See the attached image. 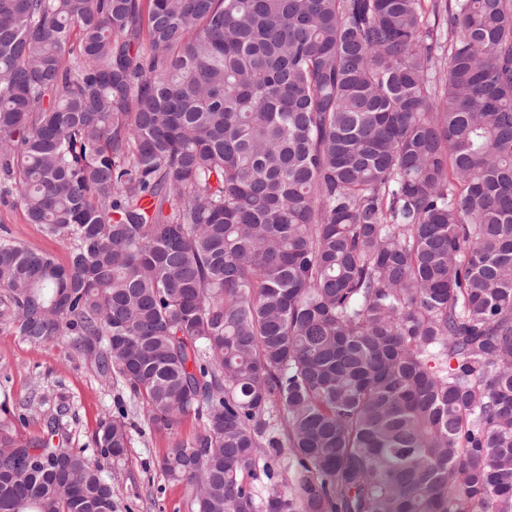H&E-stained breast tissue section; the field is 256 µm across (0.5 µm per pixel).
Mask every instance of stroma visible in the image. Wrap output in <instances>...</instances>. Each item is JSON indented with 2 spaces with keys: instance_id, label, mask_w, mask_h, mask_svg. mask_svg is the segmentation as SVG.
Segmentation results:
<instances>
[{
  "instance_id": "obj_1",
  "label": "stroma",
  "mask_w": 512,
  "mask_h": 512,
  "mask_svg": "<svg viewBox=\"0 0 512 512\" xmlns=\"http://www.w3.org/2000/svg\"><path fill=\"white\" fill-rule=\"evenodd\" d=\"M5 237L46 252L60 264L69 261L70 245L28 223L15 199L0 202V238ZM61 404L70 447L90 454L101 422L126 411L131 444L122 455L101 461L118 512H193L191 488L169 481L160 462L175 442L201 430L200 420L189 414L171 428L157 426L123 383L101 376L67 344H33L0 324V424L15 425L19 439L37 438L46 432L47 414Z\"/></svg>"
}]
</instances>
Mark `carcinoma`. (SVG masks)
<instances>
[{"mask_svg":"<svg viewBox=\"0 0 512 512\" xmlns=\"http://www.w3.org/2000/svg\"><path fill=\"white\" fill-rule=\"evenodd\" d=\"M14 196L0 324L200 419L195 512H512V0H0ZM61 415L0 512L118 509ZM9 238L46 252L60 264H67L71 246L46 237L37 224H29L17 199L0 202V238Z\"/></svg>","mask_w":512,"mask_h":512,"instance_id":"cac0c4a2","label":"carcinoma"}]
</instances>
